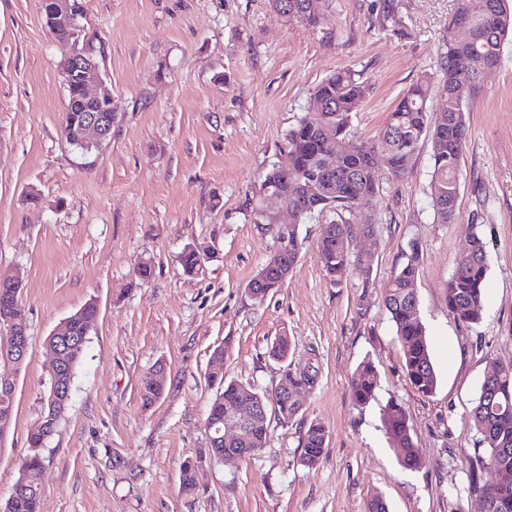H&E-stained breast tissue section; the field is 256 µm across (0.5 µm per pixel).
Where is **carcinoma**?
<instances>
[{"mask_svg":"<svg viewBox=\"0 0 512 512\" xmlns=\"http://www.w3.org/2000/svg\"><path fill=\"white\" fill-rule=\"evenodd\" d=\"M272 12L283 19L312 27L328 18L330 0H269ZM51 0H43L44 20L54 39L70 46L71 25L51 17ZM375 24L379 29L398 35L403 21L398 0H377ZM512 34V0H456L455 11L448 19L439 45L437 79L410 86L371 140L357 138L351 130L352 113L358 111L369 95V85L360 72L341 69L323 79L310 92L305 115L286 133L284 158L273 164L251 197L250 219L258 231L269 238L270 249L279 246L282 237L263 201L269 193H280L296 212L295 223L288 225V249L284 268L270 270L260 285L249 283L255 298L277 292L285 283L284 275L293 270L304 248L300 224L319 219L323 227L317 242L320 262L332 283L341 284L350 268L370 269L373 261L349 251V241L357 236L374 237L382 215L378 207L380 188L371 177V168L380 160L396 178L408 170L421 142L431 148L432 174L428 186L433 222L448 224L457 218L459 168L468 134L467 105L478 94L484 73L499 66L505 38ZM465 70L469 84L461 86L459 72ZM67 103L61 124L65 140L81 149L95 147L82 141V119L87 107L82 85L66 83ZM443 101L434 113L428 101L434 95ZM335 156L336 172L324 174L323 162ZM367 207L368 223L353 224L352 218ZM209 247L200 243L186 245L179 253L178 263L187 276L204 272ZM422 247L412 240L401 250L398 264L387 283L383 305L396 329L401 348L405 376L420 393L430 395L437 388V374L431 360L426 329L420 317L416 282ZM488 263L485 243L473 233L468 249L454 262L448 281V311L459 321L476 322L484 308ZM22 282L13 288H0V323L8 319H26L21 300ZM98 307L90 302L69 316L61 331L78 342L69 350L63 367V380L73 384L75 369L81 360L90 329L97 321ZM291 350L290 339L278 336L267 350L269 358L283 362ZM167 374L151 369L141 379L143 404H153L163 393ZM313 366L302 369L283 367L275 390L288 391V397L269 399L256 386L228 380L224 365L208 374V381L217 387L210 401L205 426L213 438L224 429V414L240 404L263 405L252 418L245 437L238 447L247 448L245 457L254 455L267 443L270 420L281 424L294 419L303 408L302 390L313 386ZM378 374L374 364L363 361L351 383L355 404H368L375 398ZM382 423L398 463L413 470L419 456L411 434L409 419L396 401L383 410ZM467 425L478 436L485 454L468 459L470 498L469 512H512V483L489 485L483 480L488 468L512 473V364L498 363L491 377L483 379L474 398ZM52 431L37 425L27 436V453L18 468V492L6 505V512H41V479L47 458L42 449ZM327 429L319 422L308 426L303 438L301 463L316 465L326 447ZM202 457L185 460L180 466V490L193 496L198 490L197 471Z\"/></svg>","mask_w":512,"mask_h":512,"instance_id":"carcinoma-1","label":"carcinoma"}]
</instances>
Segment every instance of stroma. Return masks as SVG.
<instances>
[{"instance_id": "obj_1", "label": "stroma", "mask_w": 512, "mask_h": 512, "mask_svg": "<svg viewBox=\"0 0 512 512\" xmlns=\"http://www.w3.org/2000/svg\"><path fill=\"white\" fill-rule=\"evenodd\" d=\"M80 24L112 92V137L84 153L61 134L67 53L47 29L42 0H0V275L23 274L30 347L16 375L9 436L0 446V502L36 424L51 364L46 339L96 303L67 410L43 450L42 512H466L477 436L464 421L493 363H512V37L470 102L457 219L434 223L430 147L407 173L376 164V239L370 272L340 285L316 252L321 226L280 291L253 299L247 285L269 256L248 198L285 146L312 87L346 68L371 92L352 116L356 136L377 135L400 95L435 76L455 0H398L401 36L374 25L375 0H333L322 25L276 17L268 0H79ZM41 194L30 205V189ZM479 232L488 255L484 311L475 323L448 310L455 258ZM422 246L417 293L438 386L407 382L384 289L410 239ZM214 246L202 274H183L184 246ZM152 259L148 282L138 266ZM369 288H362V281ZM292 342L288 364L314 366L304 407L249 459L204 462L198 492L181 493L182 462L205 452L207 374L226 348V377L271 389L283 364L267 356ZM364 360L375 398L355 406L351 377ZM164 364L152 405L142 376ZM404 408L420 458L402 468L382 428L389 401ZM328 429L319 463L301 465L310 422Z\"/></svg>"}]
</instances>
